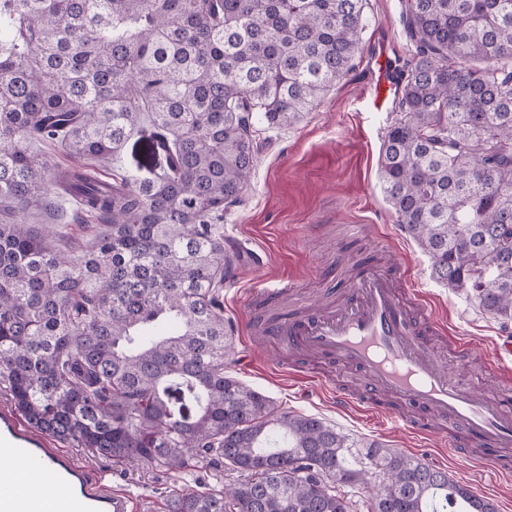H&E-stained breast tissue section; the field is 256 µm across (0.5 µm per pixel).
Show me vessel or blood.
I'll list each match as a JSON object with an SVG mask.
<instances>
[{
	"instance_id": "obj_1",
	"label": "vessel or blood",
	"mask_w": 512,
	"mask_h": 512,
	"mask_svg": "<svg viewBox=\"0 0 512 512\" xmlns=\"http://www.w3.org/2000/svg\"><path fill=\"white\" fill-rule=\"evenodd\" d=\"M377 73L373 106L382 109L393 85L388 50L374 52ZM400 270H384L361 262L341 305L309 304L299 316L259 324L258 333L271 337L276 353L293 356V370L314 356L359 370L363 391L337 394L341 406L370 410V398L382 395L417 408L422 422L414 430L428 436L429 416H444L447 430L439 434L449 452L484 448L479 463L499 467L512 449V395L491 401L453 381L442 362L417 341L412 313L423 306L420 290L400 288ZM33 474L51 473V492L27 495L16 478L18 462ZM128 494L111 489L105 479L80 464L69 452L34 433L10 410H0V512H134Z\"/></svg>"
}]
</instances>
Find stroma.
Listing matches in <instances>:
<instances>
[{
  "label": "stroma",
  "instance_id": "obj_1",
  "mask_svg": "<svg viewBox=\"0 0 512 512\" xmlns=\"http://www.w3.org/2000/svg\"><path fill=\"white\" fill-rule=\"evenodd\" d=\"M405 6L406 0H368L369 23L353 71L299 124L268 133L241 203L224 215V246L234 267L223 290L224 324L232 337L230 371L281 409L319 417L355 442H382L445 468L454 480L492 499L498 512H512V468L477 471L472 461L481 456V449L450 458L435 439H419L381 414L338 407L335 390H355L358 371H333L317 362L314 373L334 374L335 387L307 388L276 364L269 345L249 342L253 289L295 280L305 288L303 297L286 298L274 311H297L307 301L340 298L348 286V267L370 256L400 265L410 283L425 294L427 309L470 338L474 352L458 362L447 345L430 334L426 320L418 319L424 341L446 362L450 376L489 399L501 388L485 361L494 357L498 344L512 340V323L481 313L462 293L431 278L428 257L401 227L380 188V149L397 113L368 108L372 52L378 43H386L399 73L413 63L415 47L402 23ZM355 224L361 225L360 233L352 232ZM72 453L104 476L112 489L130 494L136 512H167L166 503L176 490H201L240 479L238 473H222L203 462L174 473L137 462L117 465L84 448H73Z\"/></svg>",
  "mask_w": 512,
  "mask_h": 512
}]
</instances>
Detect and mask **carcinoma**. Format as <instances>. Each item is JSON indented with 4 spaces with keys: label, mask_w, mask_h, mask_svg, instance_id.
<instances>
[{
    "label": "carcinoma",
    "mask_w": 512,
    "mask_h": 512,
    "mask_svg": "<svg viewBox=\"0 0 512 512\" xmlns=\"http://www.w3.org/2000/svg\"><path fill=\"white\" fill-rule=\"evenodd\" d=\"M366 0H0V389L116 462L246 476L168 512H497L399 448L282 411L226 371L224 211L264 134L354 68ZM416 61L378 178L430 276L512 321V0H407ZM154 159L122 164L132 138ZM76 159L52 168L31 151ZM112 165L102 180L98 167ZM91 245L27 214L46 186Z\"/></svg>",
    "instance_id": "1"
}]
</instances>
